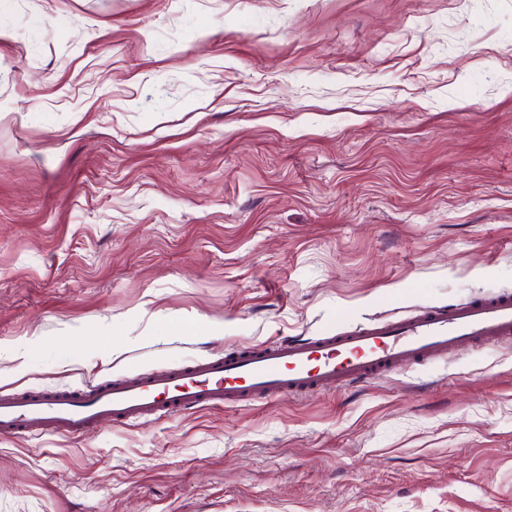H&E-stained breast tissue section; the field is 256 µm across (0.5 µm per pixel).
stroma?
Listing matches in <instances>:
<instances>
[{
	"instance_id": "obj_1",
	"label": "stroma",
	"mask_w": 512,
	"mask_h": 512,
	"mask_svg": "<svg viewBox=\"0 0 512 512\" xmlns=\"http://www.w3.org/2000/svg\"><path fill=\"white\" fill-rule=\"evenodd\" d=\"M0 388L512 291V0H0ZM0 512H512V342L0 438Z\"/></svg>"
}]
</instances>
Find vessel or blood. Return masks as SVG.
Here are the masks:
<instances>
[{
    "label": "vessel or blood",
    "mask_w": 512,
    "mask_h": 512,
    "mask_svg": "<svg viewBox=\"0 0 512 512\" xmlns=\"http://www.w3.org/2000/svg\"><path fill=\"white\" fill-rule=\"evenodd\" d=\"M511 340L510 292L421 306L406 315L326 329L307 339L280 337L81 388L0 391V437L78 438L106 420L141 424L285 394L340 391L404 367Z\"/></svg>",
    "instance_id": "b4317fda"
}]
</instances>
